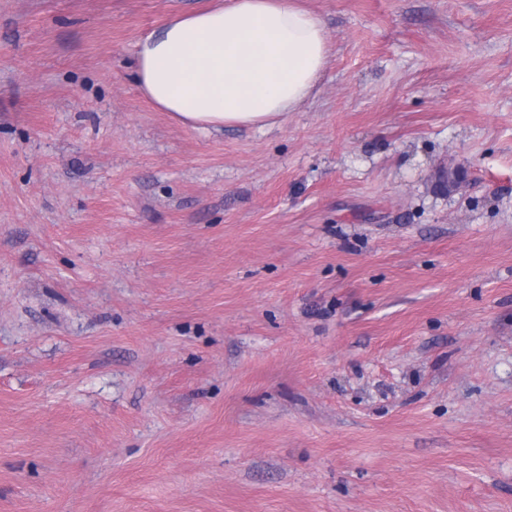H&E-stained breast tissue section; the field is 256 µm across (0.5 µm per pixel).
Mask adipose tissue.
Here are the masks:
<instances>
[{
  "mask_svg": "<svg viewBox=\"0 0 512 512\" xmlns=\"http://www.w3.org/2000/svg\"><path fill=\"white\" fill-rule=\"evenodd\" d=\"M330 56L323 19L292 0H217L142 37L135 81L180 125L265 129L313 97Z\"/></svg>",
  "mask_w": 512,
  "mask_h": 512,
  "instance_id": "adipose-tissue-1",
  "label": "adipose tissue"
}]
</instances>
